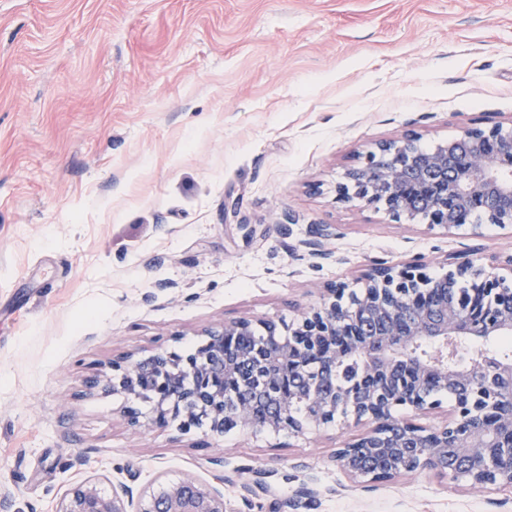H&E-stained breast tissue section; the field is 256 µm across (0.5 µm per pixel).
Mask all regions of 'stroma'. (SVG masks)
Wrapping results in <instances>:
<instances>
[{
	"label": "stroma",
	"instance_id": "1",
	"mask_svg": "<svg viewBox=\"0 0 512 512\" xmlns=\"http://www.w3.org/2000/svg\"><path fill=\"white\" fill-rule=\"evenodd\" d=\"M464 122L512 124V0H0V512H55L91 475L258 470L315 512H512L424 471L373 487L330 460L351 435L126 427L84 385L124 352L291 320L375 260L512 252V234L396 223L336 199L360 153ZM318 224L338 230L309 256ZM316 498L317 492L313 488H309L305 484H302V486L295 491L294 495L287 498L283 504L292 509L290 512H308V510L313 509L316 503Z\"/></svg>",
	"mask_w": 512,
	"mask_h": 512
}]
</instances>
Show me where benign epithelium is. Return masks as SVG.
Returning <instances> with one entry per match:
<instances>
[{"label": "benign epithelium", "mask_w": 512, "mask_h": 512, "mask_svg": "<svg viewBox=\"0 0 512 512\" xmlns=\"http://www.w3.org/2000/svg\"><path fill=\"white\" fill-rule=\"evenodd\" d=\"M410 133L359 156L336 185V199L374 205L396 223L422 219L426 228L478 234L493 224L512 234V131L501 124L464 123L429 150ZM311 255L325 257L322 240L336 236L317 224ZM432 262L413 256L376 261L353 297L345 281L330 283L319 301L292 322L249 319L205 329L194 354L157 348L124 353L109 371L86 380L127 399L149 398L153 414L120 409L125 423L148 430L172 421L189 432L205 421L220 437L224 426L251 433L299 436L350 418L359 433L343 441L333 462L354 482L380 483L429 471L481 493L512 491V357L488 356L490 336L512 334V253L486 258L449 252ZM265 331V355L227 349L229 338ZM471 349L468 361L461 353ZM355 354L359 383L336 384V366ZM453 393L443 405L431 389ZM306 405L303 416L291 414ZM441 415L433 426L420 415ZM317 492L305 485L284 501L310 510ZM133 492L107 491L102 478L73 484L55 512H128ZM139 512H230L224 490L185 474L159 477L138 493Z\"/></svg>", "instance_id": "7a95c632"}]
</instances>
